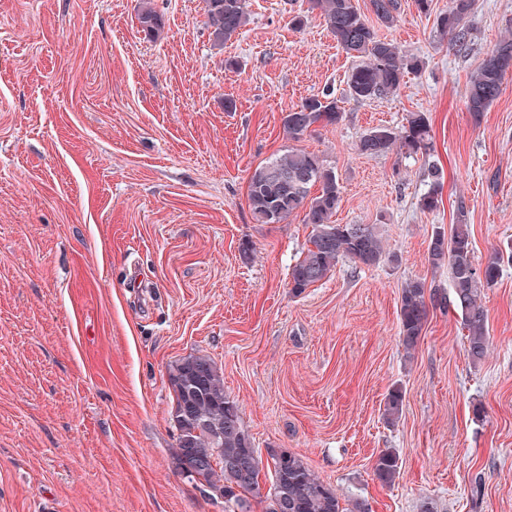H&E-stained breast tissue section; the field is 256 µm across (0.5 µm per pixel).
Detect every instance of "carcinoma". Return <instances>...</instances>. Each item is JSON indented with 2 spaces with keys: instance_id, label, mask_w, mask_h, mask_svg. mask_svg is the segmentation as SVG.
I'll return each mask as SVG.
<instances>
[{
  "instance_id": "cac0c4a2",
  "label": "carcinoma",
  "mask_w": 512,
  "mask_h": 512,
  "mask_svg": "<svg viewBox=\"0 0 512 512\" xmlns=\"http://www.w3.org/2000/svg\"><path fill=\"white\" fill-rule=\"evenodd\" d=\"M207 25L214 41L224 43L247 24L246 0H203ZM311 10L319 11L326 28L346 54L357 59L347 77L348 96L355 100L384 99L395 95L405 77L419 71L421 61L402 52L394 43L378 37L374 26L360 11L355 0H310ZM474 0H450L448 11L436 17L437 31L451 35L458 50L466 52L471 42L464 20ZM371 10L383 25L397 21L399 0H370ZM141 28L148 34L163 27L162 17L149 6L138 14ZM512 72V39L492 49L473 72L466 100L467 111L478 119L498 98L505 75ZM343 118L338 100L329 94L312 97L288 111L283 128L291 139L303 135L301 128L318 124L335 125ZM432 147L431 124L423 112H412L405 125L394 132L372 130L357 144L360 154L385 156L394 151L408 156L424 154ZM442 176L437 174L418 205L423 211L438 209ZM341 185L334 169L320 156L290 149L251 174L248 202L260 224L285 221L298 210H305L304 221L311 226L303 256L290 273L296 294L328 278L341 258L360 266H377L386 258V249L375 224H338L333 217L341 203ZM427 261L434 269L448 268L451 291L443 294L413 280L401 289L399 334L406 352L415 349L428 320L429 306L452 308L466 331L467 355L476 364L489 351L487 311L481 294L500 275L503 252L495 249L477 263L470 224L464 202L456 206L450 234L436 231L431 236ZM169 382L175 395L172 421L177 431L175 461L190 454L202 462L197 476L189 478L211 493L224 497V512H250V499L266 503L264 512H368L367 505L354 500L342 505L341 497L321 481L302 456L290 452L279 457L278 449H267L273 462L271 484H260L263 461L254 442L243 430L239 407L224 392V377L206 355H189L169 368ZM400 389L390 390L383 416L389 423L402 414ZM400 456L394 448H384L372 464L373 475L384 486L393 483L399 472Z\"/></svg>"
}]
</instances>
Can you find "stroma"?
<instances>
[{"instance_id":"35a3bbf8","label":"stroma","mask_w":512,"mask_h":512,"mask_svg":"<svg viewBox=\"0 0 512 512\" xmlns=\"http://www.w3.org/2000/svg\"><path fill=\"white\" fill-rule=\"evenodd\" d=\"M400 2L377 34L423 67L357 101L354 61L308 0H248L221 46L203 0H0V512H224L171 456L168 368L191 354L221 369L258 450L302 455L369 512H512V262L482 295V362L453 311L430 308L410 354L398 319L406 282L449 292L427 246L457 203L476 261L512 240V73L481 120L466 110L512 0H475L466 54L436 29L448 0L428 15ZM146 4L164 21L153 37ZM327 91L340 123L288 140L285 114ZM412 112L430 120L429 155L358 152ZM291 148L335 169L336 222L378 225L388 253L340 259L299 295L303 213L260 224L247 197L254 169ZM384 448L400 453L388 486L372 473Z\"/></svg>"}]
</instances>
